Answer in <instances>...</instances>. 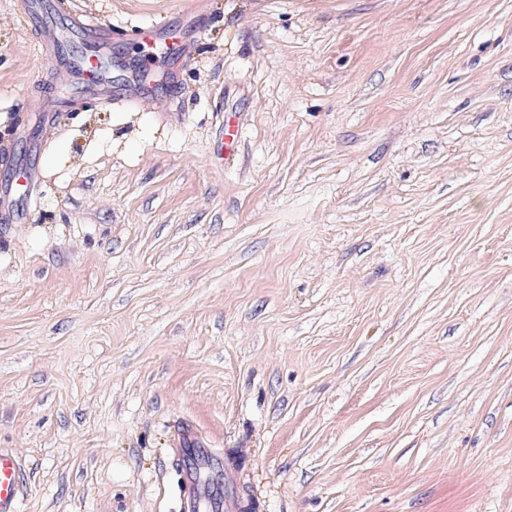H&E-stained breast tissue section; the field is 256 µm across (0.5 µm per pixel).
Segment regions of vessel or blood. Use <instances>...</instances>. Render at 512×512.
Returning a JSON list of instances; mask_svg holds the SVG:
<instances>
[{"mask_svg":"<svg viewBox=\"0 0 512 512\" xmlns=\"http://www.w3.org/2000/svg\"><path fill=\"white\" fill-rule=\"evenodd\" d=\"M68 76L80 88L95 87L102 80L99 54L80 57L69 66ZM174 460L182 474L181 512H234L236 501L217 489L220 477L213 464L214 451L200 442L192 428L180 430ZM24 482V469L15 452L0 448V512H17Z\"/></svg>","mask_w":512,"mask_h":512,"instance_id":"b4317fda","label":"vessel or blood"}]
</instances>
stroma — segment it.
Returning a JSON list of instances; mask_svg holds the SVG:
<instances>
[{"label": "stroma", "instance_id": "35a3bbf8", "mask_svg": "<svg viewBox=\"0 0 512 512\" xmlns=\"http://www.w3.org/2000/svg\"><path fill=\"white\" fill-rule=\"evenodd\" d=\"M0 0V448L19 512H512V0ZM180 29L150 58L126 30ZM237 114L236 162L215 158ZM100 60L98 53H87L69 66L68 77L80 88L95 87L102 81ZM179 446L175 448L173 460L182 474L181 512H223L224 508L232 512L237 508L236 501L225 500L224 491L216 488L222 478L214 468V450L205 448L188 426L179 432ZM24 482V469L15 452L10 448H0L1 512H17L20 488Z\"/></svg>", "mask_w": 512, "mask_h": 512}]
</instances>
